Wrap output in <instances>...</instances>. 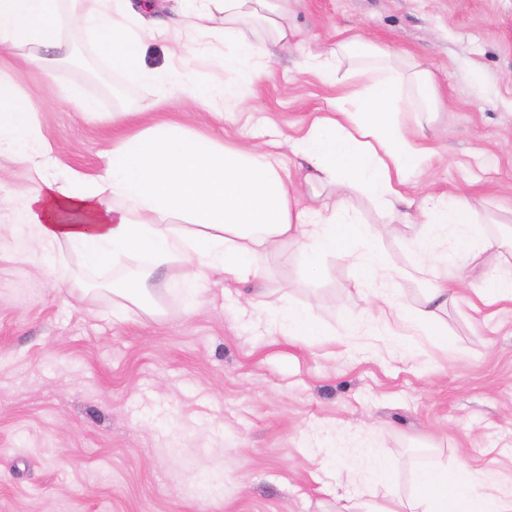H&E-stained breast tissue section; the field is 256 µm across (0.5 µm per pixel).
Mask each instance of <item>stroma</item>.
Masks as SVG:
<instances>
[{
    "instance_id": "1",
    "label": "stroma",
    "mask_w": 512,
    "mask_h": 512,
    "mask_svg": "<svg viewBox=\"0 0 512 512\" xmlns=\"http://www.w3.org/2000/svg\"><path fill=\"white\" fill-rule=\"evenodd\" d=\"M96 0H64L60 36L74 58L51 72L19 69L20 49L0 47L12 101L28 103L64 166L95 172L101 155L146 110L174 108L153 84L113 71L88 37ZM298 35L271 49L267 77L216 120L191 110L190 129L256 138L301 134L312 113L332 111L344 85L300 63L313 46L352 34L420 64L447 97L428 133L436 155L408 195L455 187L512 226V0H292ZM94 100L99 115L75 106ZM29 188L26 170L0 149V208ZM82 288L55 284L41 255L0 238V512H346L363 489L381 503L408 497L422 467L465 461L512 490V302L483 304L491 274L466 251L443 265L461 272L440 351L384 348L346 336L371 299L359 271L323 258L308 276L299 254L270 256L266 271L288 300L309 307L320 335L269 336L240 312V285L212 279L191 309L181 266L151 283L124 319L112 315V270H89L74 253ZM385 457L389 479L365 485L356 457Z\"/></svg>"
}]
</instances>
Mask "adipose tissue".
<instances>
[{
  "label": "adipose tissue",
  "instance_id": "obj_1",
  "mask_svg": "<svg viewBox=\"0 0 512 512\" xmlns=\"http://www.w3.org/2000/svg\"><path fill=\"white\" fill-rule=\"evenodd\" d=\"M98 2L84 27L100 53L130 80L164 86L185 109L239 106L241 85L262 74L263 45L283 47L295 35L291 0H171L165 18L143 13L138 0ZM219 15L222 75H190L184 50L209 53ZM60 18V0H0V45L41 47L24 63L50 70L70 53ZM156 38L170 45V60L161 66L145 58L147 42ZM304 65L329 83L344 66L355 77L335 111L315 115L301 136L284 141L305 162L308 182L342 188V196L318 208L291 191L281 153L265 141L244 151L231 140L165 121L123 136L88 175L61 166L30 106L0 105V145L26 165L31 183L9 218L26 251L70 250L92 269L128 268V280L114 294L133 303L149 296L157 270L175 262L184 265V287L193 300L216 275L259 282L244 307L264 311V327L273 336H313L317 324L308 308L275 299L261 258L288 250L313 271L323 257L337 255L362 271L360 285L376 300L371 320L347 321L346 335L368 331L389 343L423 336L447 350L446 315L455 299L448 283L462 276L445 275L441 256L467 248L470 259L493 267L479 299L487 305L512 301V270L503 267L512 229L490 233L484 213L458 191L429 192L418 201L406 196V186L436 154L424 127L443 101L430 69L402 66L390 50L357 34L310 51ZM356 195L374 207L378 223L358 216ZM413 207L419 219L407 237L396 219ZM386 237L405 238L424 265L390 267L379 248ZM398 278L423 281L416 304L406 302L401 289L384 287V280ZM494 485L492 477L477 479L464 464L435 466L416 472L409 499L394 497L370 512H512V493L494 492Z\"/></svg>",
  "mask_w": 512,
  "mask_h": 512
}]
</instances>
